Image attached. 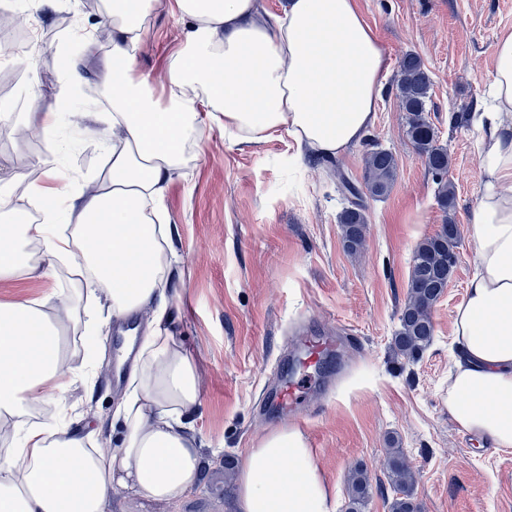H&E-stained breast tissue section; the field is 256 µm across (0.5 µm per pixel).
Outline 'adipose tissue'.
<instances>
[{"mask_svg":"<svg viewBox=\"0 0 512 512\" xmlns=\"http://www.w3.org/2000/svg\"><path fill=\"white\" fill-rule=\"evenodd\" d=\"M157 2L113 0L103 81L123 139L107 177L79 196L74 229L58 233L50 209L39 224L0 225V280L41 276L69 259L109 294L114 318L154 306L118 408L123 439L104 453L67 425L28 422L46 388L65 390L78 375L65 367L61 333L40 303H0V416L15 421L14 446L0 457V512H108L114 487L169 499L199 479L198 453L179 432L200 400L195 365L156 296L171 232L159 221L161 199L183 164L200 103L221 112L240 140L282 130L321 155L345 152L376 122L387 59L358 0H288L271 26L255 22L256 0H176L193 30L160 100L128 51ZM494 57L492 104L473 115L483 174L473 212L476 271L453 322L459 359L447 405L462 429L512 448V31L497 38ZM31 241L42 246L40 262L20 248ZM313 457L298 428L272 431L239 467V512H336ZM284 458L291 471L283 485L275 465Z\"/></svg>","mask_w":512,"mask_h":512,"instance_id":"1","label":"adipose tissue"}]
</instances>
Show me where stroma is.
Listing matches in <instances>:
<instances>
[{"label":"stroma","mask_w":512,"mask_h":512,"mask_svg":"<svg viewBox=\"0 0 512 512\" xmlns=\"http://www.w3.org/2000/svg\"><path fill=\"white\" fill-rule=\"evenodd\" d=\"M32 37L24 52L0 31V113L11 128L0 135V186L28 196L43 182L49 158L73 180L57 200L56 224L68 231L77 198L109 168L115 138L112 112L88 91L99 83L110 46L83 48L82 35L98 33L110 0H12ZM389 65L374 127L338 156L298 155L286 133L236 141L208 112L191 164L173 171L162 200L171 234L164 293L180 345L193 358L200 403L184 419L202 463L197 485L173 499H148L113 488L109 512H238L237 487L225 485V465L239 466L249 448L279 428L264 408L263 391L275 381V360L297 355L295 336L334 330L340 341L333 369L346 375L334 390L311 385L303 396L308 415L300 429L314 463L346 512L349 475L363 466L371 482L363 512H390L395 496L386 468L391 450L412 466L413 493L423 512H512V448L487 442L464 446L463 431L444 397L454 363L456 307L475 272L472 216L482 182L472 123L453 124L475 112L487 95L498 36L512 31V0H359ZM146 36L133 48L137 72L163 97L172 60L187 45L190 23L175 0H160L147 18ZM420 57L431 79L429 121L450 153L447 180L455 205L443 213L437 181L405 136V114L394 78L401 57ZM77 65L84 82L69 96L53 140L38 136L43 104L53 102L64 75L45 85L44 68ZM392 151L398 170L390 192L367 202L365 242L345 250L338 216L345 205L339 175L362 183L373 147ZM459 226L458 261L433 310L431 344L413 358L395 355L392 338L408 293L412 254L445 218ZM77 277L71 263L47 276L0 280V302L45 301L64 332L70 367H88V379L64 393L50 389L28 418L51 421L56 398L68 406L71 431L94 432L104 453L118 446L116 410L127 386L113 384L120 322L112 301L92 289L84 308L65 303Z\"/></svg>","instance_id":"obj_1"}]
</instances>
